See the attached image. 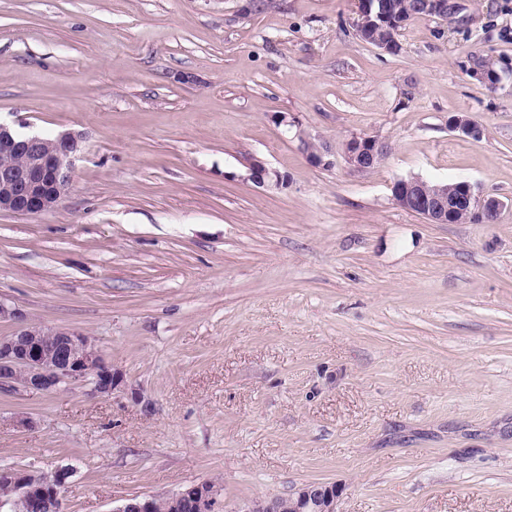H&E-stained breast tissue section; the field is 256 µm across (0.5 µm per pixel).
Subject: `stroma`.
Wrapping results in <instances>:
<instances>
[{
  "label": "stroma",
  "instance_id": "obj_1",
  "mask_svg": "<svg viewBox=\"0 0 512 512\" xmlns=\"http://www.w3.org/2000/svg\"><path fill=\"white\" fill-rule=\"evenodd\" d=\"M457 2L393 56L356 0H0V119L86 136L53 211L0 213V299L125 381L0 392V468L72 467L66 512L206 481L224 512L312 482L341 512H512V0ZM354 136L387 156L352 171ZM407 177L503 206L432 224ZM246 179L259 187L280 188L284 186L282 175L263 162L254 160L248 165Z\"/></svg>",
  "mask_w": 512,
  "mask_h": 512
}]
</instances>
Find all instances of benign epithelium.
Listing matches in <instances>:
<instances>
[{"mask_svg":"<svg viewBox=\"0 0 512 512\" xmlns=\"http://www.w3.org/2000/svg\"><path fill=\"white\" fill-rule=\"evenodd\" d=\"M446 0H422L419 10L443 16L449 11ZM448 127L465 136L482 134L471 116L453 114ZM344 152L347 164L364 171L375 163L384 143L375 137L348 140ZM84 157L83 136L62 130L50 136L25 133L0 122V213L37 215L49 212L70 191L77 163ZM246 179L259 187L284 186L282 175L259 160L248 165ZM427 181L419 177L400 178L392 186L396 203L419 206L432 224H449L457 204L467 202L481 214L500 212L501 201L482 196L470 182L462 183L464 195L448 200V191H425ZM17 322L10 336L0 337V389H34L54 393L72 382L91 378L94 391L111 396L124 386L123 374L108 364L96 343L88 336L70 330L26 320L22 313L0 300V321ZM72 475L69 467L29 473L12 468L0 470V480L8 483L11 495L1 501L6 512H43L45 502L62 501L63 490ZM344 486L337 483H311L288 494V512H340L338 503ZM168 512H221V490L211 482L191 484L166 497ZM152 498H129L115 512H150ZM236 512H281L275 498L255 499Z\"/></svg>","mask_w":512,"mask_h":512,"instance_id":"benign-epithelium-1","label":"benign epithelium"}]
</instances>
